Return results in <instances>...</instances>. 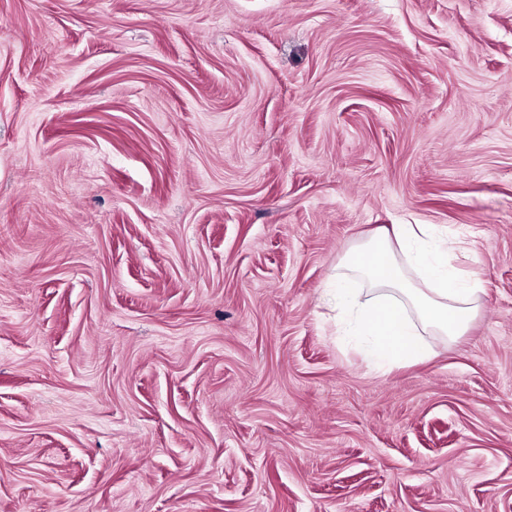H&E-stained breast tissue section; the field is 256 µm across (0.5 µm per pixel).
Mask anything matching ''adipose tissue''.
Wrapping results in <instances>:
<instances>
[{
	"mask_svg": "<svg viewBox=\"0 0 512 512\" xmlns=\"http://www.w3.org/2000/svg\"><path fill=\"white\" fill-rule=\"evenodd\" d=\"M453 250V241L436 237L429 224H396L355 247L326 293L340 335L360 338L370 357L388 365L429 358L433 350L421 332L462 335L481 308L483 289L449 262ZM363 286L371 299L361 300Z\"/></svg>",
	"mask_w": 512,
	"mask_h": 512,
	"instance_id": "obj_1",
	"label": "adipose tissue"
}]
</instances>
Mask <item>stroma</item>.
I'll return each mask as SVG.
<instances>
[{
    "label": "stroma",
    "mask_w": 512,
    "mask_h": 512,
    "mask_svg": "<svg viewBox=\"0 0 512 512\" xmlns=\"http://www.w3.org/2000/svg\"><path fill=\"white\" fill-rule=\"evenodd\" d=\"M394 224L484 306L380 369ZM0 512H512V0H0ZM431 224H394L359 244L335 269L326 297L339 311L341 336H356L367 354L392 365L433 354L420 331L461 336L480 311L484 288L448 261L454 242L437 238ZM374 295L361 301L357 286Z\"/></svg>",
    "instance_id": "35a3bbf8"
}]
</instances>
